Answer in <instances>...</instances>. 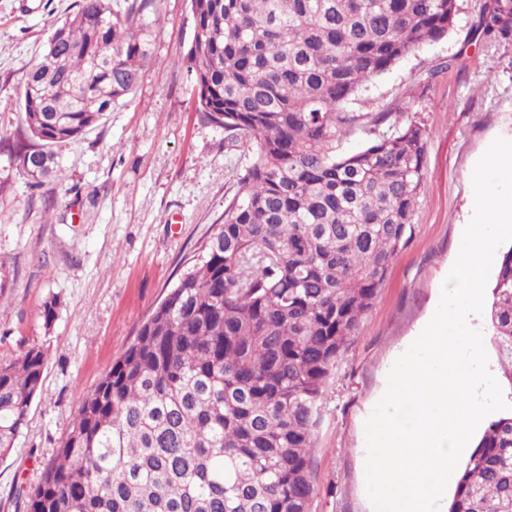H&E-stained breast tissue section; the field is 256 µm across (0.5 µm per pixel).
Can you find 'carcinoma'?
I'll return each instance as SVG.
<instances>
[{
  "instance_id": "obj_1",
  "label": "carcinoma",
  "mask_w": 512,
  "mask_h": 512,
  "mask_svg": "<svg viewBox=\"0 0 512 512\" xmlns=\"http://www.w3.org/2000/svg\"><path fill=\"white\" fill-rule=\"evenodd\" d=\"M147 0H78L23 78L37 189L53 147L78 140L138 85ZM186 61L197 111L252 160L201 248L88 394L27 512H308L321 403L406 243L429 137L391 112H355L365 84L455 27L459 0H191ZM475 33L512 50V0H485ZM388 123L391 133L376 135ZM357 136V150L342 141ZM490 329L512 365V248ZM43 347L0 362V458L27 425ZM448 512H512V410L463 465Z\"/></svg>"
}]
</instances>
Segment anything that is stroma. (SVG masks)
I'll list each match as a JSON object with an SVG mask.
<instances>
[{
	"mask_svg": "<svg viewBox=\"0 0 512 512\" xmlns=\"http://www.w3.org/2000/svg\"><path fill=\"white\" fill-rule=\"evenodd\" d=\"M76 0H0V140L26 141L21 81L51 25ZM483 0H461L447 37L367 83L359 112L402 111L429 131L424 186L411 233L341 358L322 401L310 512H370L361 426L387 375L440 298L471 217L477 161L512 140V57L474 40ZM151 57L135 92L104 123L57 147L61 179L29 190L0 153V360L33 345L47 353L43 384L12 454L0 459V512H25L83 398L134 341L141 322L197 258L251 158L194 108L184 54L190 0H149ZM454 66H447V59ZM61 304L45 325L42 303Z\"/></svg>",
	"mask_w": 512,
	"mask_h": 512,
	"instance_id": "35a3bbf8",
	"label": "stroma"
}]
</instances>
